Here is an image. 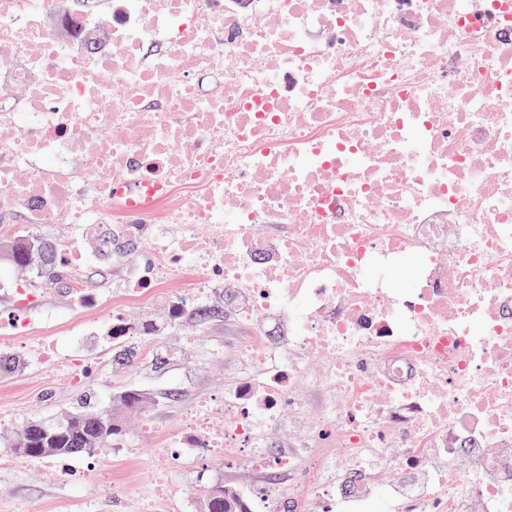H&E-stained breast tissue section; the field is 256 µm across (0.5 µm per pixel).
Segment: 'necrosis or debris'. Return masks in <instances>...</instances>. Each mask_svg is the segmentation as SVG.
I'll list each match as a JSON object with an SVG mask.
<instances>
[{"instance_id":"1","label":"necrosis or debris","mask_w":512,"mask_h":512,"mask_svg":"<svg viewBox=\"0 0 512 512\" xmlns=\"http://www.w3.org/2000/svg\"><path fill=\"white\" fill-rule=\"evenodd\" d=\"M16 214L108 310L61 341L0 269L36 373L94 386L103 346L151 357L219 293L247 329L252 372L160 435L141 512L229 464L250 512H512V0H0ZM87 284L90 288H96L103 293H108L120 286V275L112 273V266L109 265L104 272L93 271L88 273Z\"/></svg>"}]
</instances>
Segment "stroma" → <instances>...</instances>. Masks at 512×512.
Wrapping results in <instances>:
<instances>
[{
	"mask_svg": "<svg viewBox=\"0 0 512 512\" xmlns=\"http://www.w3.org/2000/svg\"><path fill=\"white\" fill-rule=\"evenodd\" d=\"M242 334V328L227 315L185 323L164 336L148 359L131 362L122 351L109 352L103 363V383L86 391L71 387L60 371L48 380L27 370L0 373V512H18L28 503L36 505L38 512H60L65 502L70 505L69 512H81L86 500L92 502L93 512H138V499L154 480L149 467L122 460L115 450H99L96 457L101 469L115 473L112 489L102 491L101 470L87 469L80 473L81 490L76 493L69 483L49 477L38 465L10 466L20 424L82 405L112 409L125 436L138 439L140 454H147L154 437L143 431L145 417H154L162 429H175L184 410L196 399L223 390L250 372V365L224 352L225 346ZM187 367L192 370L189 382H172V374ZM134 386L146 393L147 404L137 412L120 410V395Z\"/></svg>",
	"mask_w": 512,
	"mask_h": 512,
	"instance_id": "35a3bbf8",
	"label": "stroma"
}]
</instances>
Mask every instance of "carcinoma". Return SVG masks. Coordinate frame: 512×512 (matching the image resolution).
Masks as SVG:
<instances>
[{
    "instance_id": "1",
    "label": "carcinoma",
    "mask_w": 512,
    "mask_h": 512,
    "mask_svg": "<svg viewBox=\"0 0 512 512\" xmlns=\"http://www.w3.org/2000/svg\"><path fill=\"white\" fill-rule=\"evenodd\" d=\"M55 245L40 238L15 240L8 252L13 266L30 268L51 285L66 287L52 266ZM117 417L110 411L79 410L48 421L32 420L21 426L14 446L16 454L39 460L46 457H74L99 448L112 447V438L120 431L114 427ZM45 449L43 455L33 452ZM200 512H248L244 504L223 486L206 488L198 493Z\"/></svg>"
}]
</instances>
